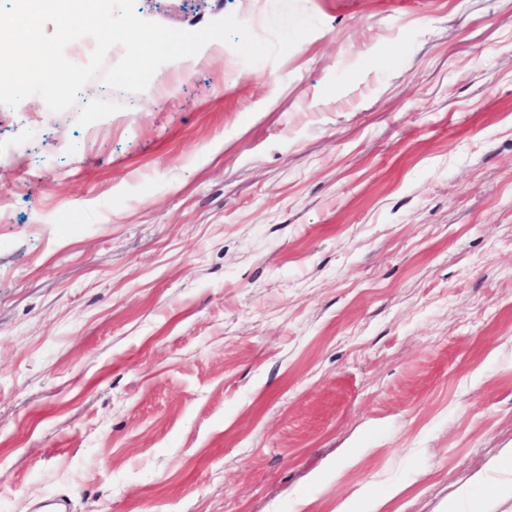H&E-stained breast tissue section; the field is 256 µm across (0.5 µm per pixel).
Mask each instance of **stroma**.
Returning <instances> with one entry per match:
<instances>
[{
	"label": "stroma",
	"instance_id": "stroma-1",
	"mask_svg": "<svg viewBox=\"0 0 512 512\" xmlns=\"http://www.w3.org/2000/svg\"><path fill=\"white\" fill-rule=\"evenodd\" d=\"M297 5L0 105V512H441L512 451V0Z\"/></svg>",
	"mask_w": 512,
	"mask_h": 512
}]
</instances>
